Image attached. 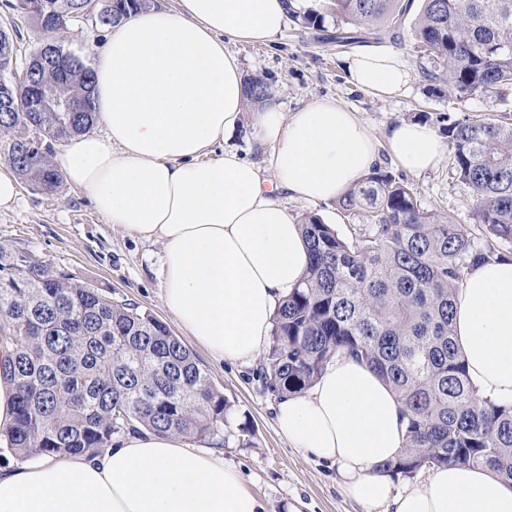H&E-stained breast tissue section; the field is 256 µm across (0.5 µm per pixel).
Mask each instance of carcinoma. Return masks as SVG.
Masks as SVG:
<instances>
[{"instance_id":"obj_1","label":"carcinoma","mask_w":512,"mask_h":512,"mask_svg":"<svg viewBox=\"0 0 512 512\" xmlns=\"http://www.w3.org/2000/svg\"><path fill=\"white\" fill-rule=\"evenodd\" d=\"M113 22L149 0H109ZM413 0H325L319 10L288 4L290 18L318 42L401 38ZM84 0H15L36 9L81 12ZM410 35L428 58L424 79L445 80L463 99L512 86V0H419ZM56 82L75 92L93 86L80 58L16 80ZM248 101L272 87L254 76ZM95 112L67 122L59 112L28 111L27 94L0 112L10 166L24 181L57 190L62 171L48 152L16 155L13 143L35 130L65 140L86 133ZM454 148L453 169L474 195L485 243L447 213L425 209L415 189L375 166L337 200L365 224L347 239L315 214L302 218L309 265L278 307L262 374L282 398L309 389L335 358L365 363L394 391L405 420L403 450L387 468L403 474L455 464L482 467L512 481V404L482 396L454 338L458 290L468 269L512 244V113L439 118ZM0 374L16 386L15 418L0 459L94 454L139 428L189 439L224 428L228 402L170 328L125 300L32 251L0 245Z\"/></svg>"}]
</instances>
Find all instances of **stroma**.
<instances>
[{"instance_id":"obj_1","label":"stroma","mask_w":512,"mask_h":512,"mask_svg":"<svg viewBox=\"0 0 512 512\" xmlns=\"http://www.w3.org/2000/svg\"><path fill=\"white\" fill-rule=\"evenodd\" d=\"M106 33V27L95 18L85 16L72 21L55 39L88 61ZM394 48L408 62L414 77L409 88L393 98L349 85L342 68L346 48L317 45L293 22L275 44L237 43L232 50L245 76H261L272 83L285 112L333 98L353 109L379 138L393 122L417 118L422 112L454 117L462 112L512 110V87L492 96L461 100L446 83L424 80L419 73L420 52L410 37H403ZM452 163L453 156L448 153L434 170L412 175L389 155L380 159L385 170L416 189L424 207L454 213L460 223L469 224L473 221V194L454 177ZM0 243L34 251L54 266L111 292L113 299L136 304L165 322L173 334L181 332L162 302L160 244L107 223L70 183H62L53 192L20 184L16 204L0 210ZM190 349L229 404L223 442L216 450L225 463L239 469L261 512H365L343 493L337 465L292 447L279 432L275 421L279 400L263 384L262 358L231 363L214 360L198 344H191Z\"/></svg>"}]
</instances>
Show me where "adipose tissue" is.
Returning a JSON list of instances; mask_svg holds the SVG:
<instances>
[{
  "label": "adipose tissue",
  "mask_w": 512,
  "mask_h": 512,
  "mask_svg": "<svg viewBox=\"0 0 512 512\" xmlns=\"http://www.w3.org/2000/svg\"><path fill=\"white\" fill-rule=\"evenodd\" d=\"M288 19L286 0H177L113 24L92 63L105 132L68 138L59 159L108 223L162 243L166 310L223 361L259 355L307 268L301 224L282 196L336 200L384 150L412 174L445 155L429 124L396 121L380 141L333 99L289 114L273 99L248 110L228 45L275 43ZM342 64L352 86L381 97L413 77L392 50H356ZM246 119L262 161L227 145ZM454 329L480 393L512 403V261L468 270ZM277 425L293 447L336 464L345 495L367 512H512V482L481 468L438 467L394 493L386 464L403 448L399 405L353 358L334 359L305 394L283 398ZM0 512H258V503L223 455L142 428L93 456L0 471Z\"/></svg>",
  "instance_id": "adipose-tissue-1"
}]
</instances>
